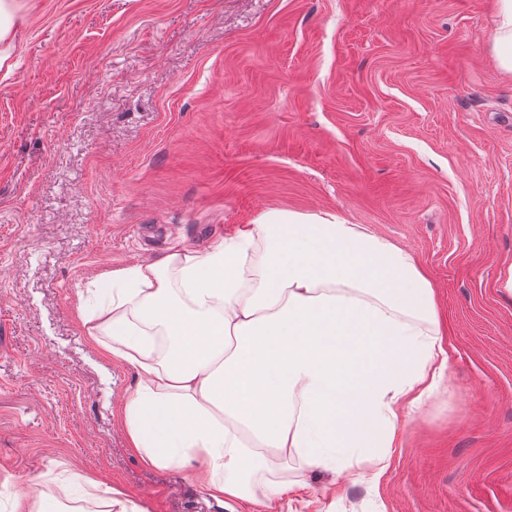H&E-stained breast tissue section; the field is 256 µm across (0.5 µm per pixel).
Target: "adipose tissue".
I'll use <instances>...</instances> for the list:
<instances>
[{
  "mask_svg": "<svg viewBox=\"0 0 512 512\" xmlns=\"http://www.w3.org/2000/svg\"><path fill=\"white\" fill-rule=\"evenodd\" d=\"M81 326L135 371L123 424L141 462L190 467L217 502L288 492L301 470L384 465L404 401L443 377L435 292L415 259L331 212H266L199 251L105 273ZM273 469L278 479L281 481L293 482L298 478V461L295 457L288 454H273L271 456Z\"/></svg>",
  "mask_w": 512,
  "mask_h": 512,
  "instance_id": "1",
  "label": "adipose tissue"
}]
</instances>
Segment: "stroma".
Listing matches in <instances>:
<instances>
[{
  "label": "stroma",
  "instance_id": "stroma-1",
  "mask_svg": "<svg viewBox=\"0 0 512 512\" xmlns=\"http://www.w3.org/2000/svg\"><path fill=\"white\" fill-rule=\"evenodd\" d=\"M0 69V512H512V74L495 0H23ZM332 212L412 255L448 370L372 482L299 475L275 510L146 467L136 385L85 337L102 272ZM495 1L496 22L492 50L500 68L512 74V0ZM75 481L79 484L84 483L87 487L94 488L103 494L108 495L107 497L101 499V503L103 507H106L103 512H112V508L117 506L119 508L118 512H128L129 507L127 505V501L124 502L119 498H112L113 494H117L112 487H109L105 484V482L101 480L94 479L93 477L81 476L77 475Z\"/></svg>",
  "mask_w": 512,
  "mask_h": 512
}]
</instances>
